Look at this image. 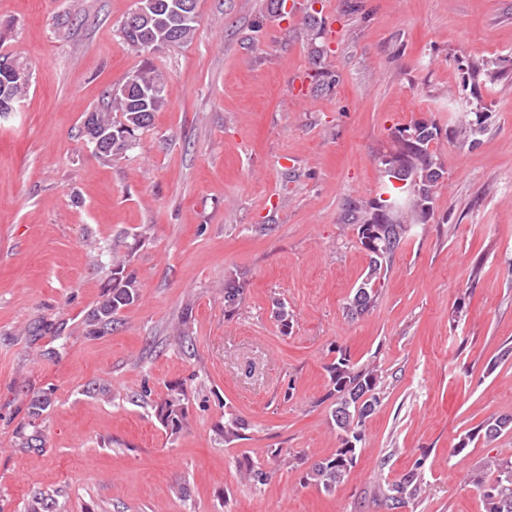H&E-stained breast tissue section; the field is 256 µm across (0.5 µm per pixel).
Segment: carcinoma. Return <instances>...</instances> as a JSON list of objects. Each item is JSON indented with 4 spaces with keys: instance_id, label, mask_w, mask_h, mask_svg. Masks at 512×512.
<instances>
[{
    "instance_id": "obj_1",
    "label": "carcinoma",
    "mask_w": 512,
    "mask_h": 512,
    "mask_svg": "<svg viewBox=\"0 0 512 512\" xmlns=\"http://www.w3.org/2000/svg\"><path fill=\"white\" fill-rule=\"evenodd\" d=\"M141 4L150 15V22L131 28L125 21L121 25L125 40L137 51L149 54L192 39L198 21L181 19L175 11V0H141ZM503 77V73L491 70L484 61L467 65V80L476 101L474 115L488 111L485 96ZM126 79L133 80L132 90L105 93L102 106L90 112V124L81 127L80 134L85 140L100 139L98 156L110 157L128 150L135 132L148 128L154 114L166 104V77L152 62H142ZM27 89L28 84L15 83L0 71V99L17 103ZM114 112L121 113L124 122L115 124ZM436 136L437 127L433 124L417 123L398 130L395 135L398 149L384 156L380 164L388 179L403 182L405 195L379 200L372 205L371 213L353 203L345 209L344 219L357 224L361 244L369 255V273L346 307V316L352 320L367 313L376 303L381 273L388 270L412 226L426 223L433 214L435 193L445 182V171L429 149ZM139 299L136 277L125 273L124 265L117 264L112 283L88 319L92 333L113 330L119 314ZM328 372L329 416L339 446L331 455L313 462L303 480L331 493L348 478L362 451L363 426L381 405L382 374L373 364L352 362L342 348L336 349V358L328 365ZM184 400L185 393L180 391L157 404L161 423L173 433L179 432L186 422ZM247 429L244 419L229 413L219 432L224 436V443L230 444L242 439ZM508 432H512V414L492 419L476 437L489 445ZM273 475L272 469L255 462L246 463L240 469V478L255 487L267 485ZM473 482L481 491L488 512H512V455L505 457L498 453L487 457L482 473ZM423 485V473L417 462L398 479L377 486L373 499L387 509L395 503L406 507L419 498Z\"/></svg>"
}]
</instances>
